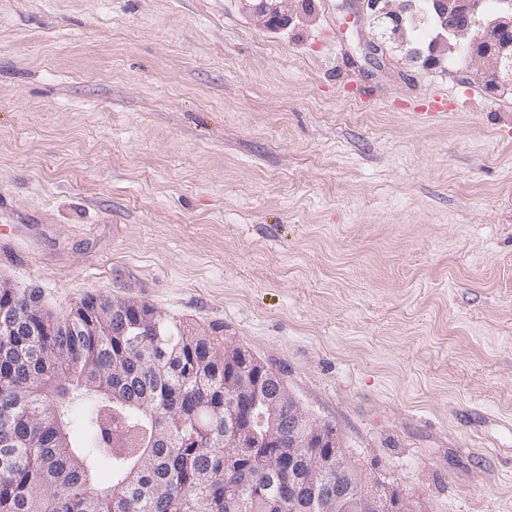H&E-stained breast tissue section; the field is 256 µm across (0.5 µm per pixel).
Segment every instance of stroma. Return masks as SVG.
<instances>
[{
	"label": "stroma",
	"instance_id": "obj_1",
	"mask_svg": "<svg viewBox=\"0 0 512 512\" xmlns=\"http://www.w3.org/2000/svg\"><path fill=\"white\" fill-rule=\"evenodd\" d=\"M341 3L0 0V278L221 327L411 512H512V95ZM253 20L264 28L287 27L305 10L303 0H252Z\"/></svg>",
	"mask_w": 512,
	"mask_h": 512
}]
</instances>
